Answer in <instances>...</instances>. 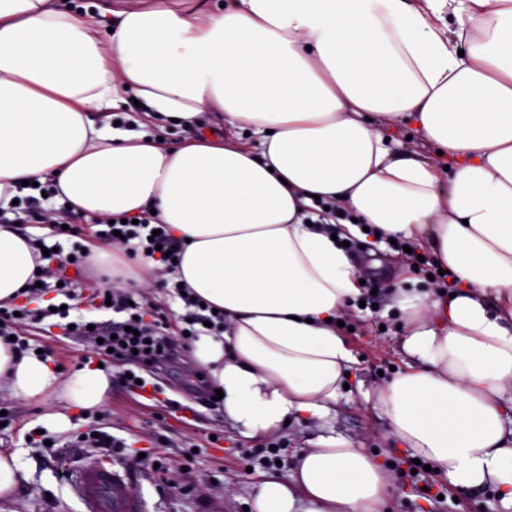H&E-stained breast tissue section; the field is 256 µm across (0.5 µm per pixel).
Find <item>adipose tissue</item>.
I'll list each match as a JSON object with an SVG mask.
<instances>
[{"label":"adipose tissue","instance_id":"1","mask_svg":"<svg viewBox=\"0 0 512 512\" xmlns=\"http://www.w3.org/2000/svg\"><path fill=\"white\" fill-rule=\"evenodd\" d=\"M112 28L58 0H0V208L23 182L108 218L155 212L181 243L170 282L224 315L193 354L253 436L320 418L355 359L337 325L361 295L334 232L400 237L451 276L408 292L404 366L376 390L393 436L461 494L512 512V0H205L180 13L124 0ZM136 98L175 147L108 114ZM221 112L232 138L201 135ZM397 124L438 154L394 152ZM34 237L0 224V304L32 278ZM15 397L100 407V368L60 380L0 340ZM392 475L345 440H314L255 512H379Z\"/></svg>","mask_w":512,"mask_h":512}]
</instances>
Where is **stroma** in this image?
<instances>
[{"mask_svg": "<svg viewBox=\"0 0 512 512\" xmlns=\"http://www.w3.org/2000/svg\"><path fill=\"white\" fill-rule=\"evenodd\" d=\"M13 222L23 233L61 245L64 252L87 246L84 219L72 220V232L60 237L44 233L28 209H19ZM376 256L379 269L364 280L376 284L374 307L350 311L344 320L345 340L357 362L348 394L322 419H294L287 426L254 436L241 434L222 412L197 400L203 373L192 353L167 363L154 380V390L129 392L113 382L103 406L85 413H69L70 428L46 424V414L59 411L55 395L17 399L0 393V451L16 453L27 478L9 503L10 512H81L70 484L60 482L61 470L79 460L109 456L120 463L130 490L142 497L147 512H244L255 496L261 474L287 475L296 456L317 438L346 439L356 447L377 452L389 465L393 482L387 495L388 512H502L494 490L473 496L457 495L448 478L426 472L411 476V454L392 438L375 401V390L392 370L401 366L403 322L393 308V287L404 283L420 292L436 290L429 266L382 245ZM126 271L145 282L148 319H159L172 330L182 328L188 309L162 270L153 261L127 260ZM27 351L42 352L60 379L79 368L101 366L121 372L123 363L90 354L85 340L64 336L50 320L31 319L16 330ZM107 435L108 448L94 441L79 442L90 431Z\"/></svg>", "mask_w": 512, "mask_h": 512, "instance_id": "obj_1", "label": "stroma"}]
</instances>
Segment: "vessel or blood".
Listing matches in <instances>:
<instances>
[{
  "mask_svg": "<svg viewBox=\"0 0 512 512\" xmlns=\"http://www.w3.org/2000/svg\"><path fill=\"white\" fill-rule=\"evenodd\" d=\"M74 490L83 512H144L140 499L129 492L125 474L109 459L81 465Z\"/></svg>",
  "mask_w": 512,
  "mask_h": 512,
  "instance_id": "b4317fda",
  "label": "vessel or blood"
}]
</instances>
